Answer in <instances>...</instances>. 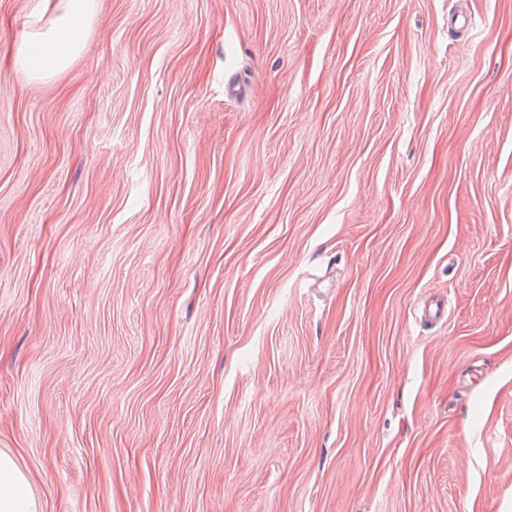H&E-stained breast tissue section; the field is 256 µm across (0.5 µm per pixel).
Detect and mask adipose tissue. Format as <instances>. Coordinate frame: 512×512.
<instances>
[{
  "mask_svg": "<svg viewBox=\"0 0 512 512\" xmlns=\"http://www.w3.org/2000/svg\"><path fill=\"white\" fill-rule=\"evenodd\" d=\"M93 0H41L38 16L47 17L46 31L26 40L16 63L28 76L53 75L67 66L82 46ZM0 512H42L27 477L14 459L0 452Z\"/></svg>",
  "mask_w": 512,
  "mask_h": 512,
  "instance_id": "obj_1",
  "label": "adipose tissue"
}]
</instances>
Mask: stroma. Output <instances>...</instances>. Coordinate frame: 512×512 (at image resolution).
<instances>
[{"label": "stroma", "instance_id": "1", "mask_svg": "<svg viewBox=\"0 0 512 512\" xmlns=\"http://www.w3.org/2000/svg\"><path fill=\"white\" fill-rule=\"evenodd\" d=\"M94 2L36 79L0 0V451L43 512H512V0Z\"/></svg>", "mask_w": 512, "mask_h": 512}]
</instances>
